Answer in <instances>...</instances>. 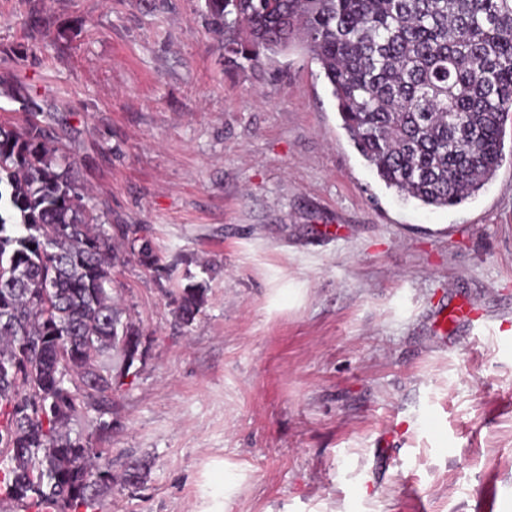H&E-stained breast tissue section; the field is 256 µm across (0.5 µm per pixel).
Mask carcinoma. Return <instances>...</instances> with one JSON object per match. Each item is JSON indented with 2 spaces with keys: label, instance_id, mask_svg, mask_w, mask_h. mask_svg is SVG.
Here are the masks:
<instances>
[{
  "label": "carcinoma",
  "instance_id": "cac0c4a2",
  "mask_svg": "<svg viewBox=\"0 0 512 512\" xmlns=\"http://www.w3.org/2000/svg\"><path fill=\"white\" fill-rule=\"evenodd\" d=\"M225 62L254 69L299 40L324 72L349 140L386 188L421 206L473 200L502 161L512 117V0H205ZM31 118L0 124V500L94 512L120 479L82 417L79 380L100 394L129 375L141 344L112 295L118 251L88 205L76 160ZM155 263L152 241L126 239ZM205 289H182L194 320Z\"/></svg>",
  "mask_w": 512,
  "mask_h": 512
}]
</instances>
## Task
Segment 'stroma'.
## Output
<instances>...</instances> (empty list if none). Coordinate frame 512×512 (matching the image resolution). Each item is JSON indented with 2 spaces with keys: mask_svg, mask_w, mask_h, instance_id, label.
Wrapping results in <instances>:
<instances>
[{
  "mask_svg": "<svg viewBox=\"0 0 512 512\" xmlns=\"http://www.w3.org/2000/svg\"><path fill=\"white\" fill-rule=\"evenodd\" d=\"M203 3L0 0V123L35 98L106 229L158 258L112 271L142 344L85 398L93 445L150 469L99 512H505L512 120L478 198L403 201L301 45L230 68ZM126 231H122L124 239H126V247L129 253L136 257L141 263L145 265H153L155 263V254L152 241L146 237H133L129 239L125 237ZM205 302V290L198 284H188L182 289L177 317L183 323H190L199 313Z\"/></svg>",
  "mask_w": 512,
  "mask_h": 512,
  "instance_id": "35a3bbf8",
  "label": "stroma"
}]
</instances>
